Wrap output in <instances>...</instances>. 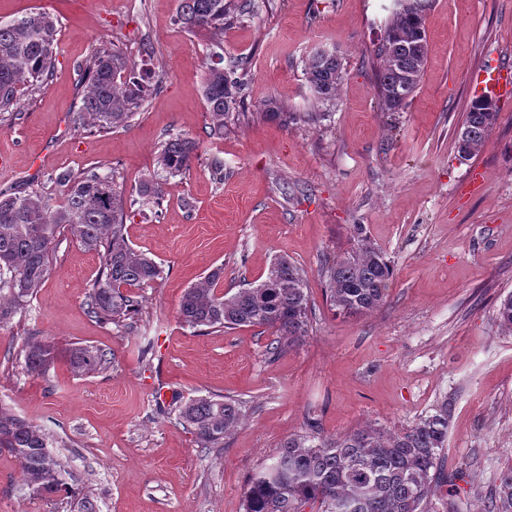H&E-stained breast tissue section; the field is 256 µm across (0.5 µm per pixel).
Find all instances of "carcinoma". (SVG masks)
I'll return each instance as SVG.
<instances>
[{
    "label": "carcinoma",
    "instance_id": "1",
    "mask_svg": "<svg viewBox=\"0 0 512 512\" xmlns=\"http://www.w3.org/2000/svg\"><path fill=\"white\" fill-rule=\"evenodd\" d=\"M390 22L374 47L378 63L377 87L382 106L396 112L406 95L416 91L428 60L426 36L417 35V19L432 0H392ZM238 10L235 0H180L176 22L187 31L224 30ZM57 28L46 12L25 15L0 24V112L17 105L25 91L41 86L54 65ZM90 82L75 124L97 132L126 128L155 89V73L132 62L115 45L97 51L85 64ZM343 64L336 52L317 49L308 55L306 79L321 102L336 97ZM408 77V86H396ZM244 73L240 66L224 67L221 42L212 44L202 81L211 132L224 133V119L244 105ZM485 96L472 99L456 142L469 157L480 152L498 120L485 111ZM266 116L288 123L296 119L274 100ZM197 158V143L183 135L163 142L156 164L173 176L190 169ZM62 198L54 201L34 189L23 194L0 191V324L29 312L31 301L48 280L51 259L61 235L67 233L88 251L101 253L102 273L89 286L85 305L91 317L120 324L139 312L131 293L155 281L161 268L155 260L130 246L126 237L125 190L115 176L95 172L79 175L63 171L55 178ZM141 197L160 206L157 174L142 180ZM330 306L345 315H361L383 302L393 268L385 255L365 238L336 257L323 270ZM224 266L212 269L183 292L178 316L198 330L262 326L273 330L268 348L280 357L307 335L308 284L302 270L283 257L275 258L259 283L229 294L218 291ZM496 318L512 331V293L500 299ZM22 370L45 375L54 363L53 347L32 336L19 351ZM77 375L103 372L112 367L114 354L92 345L67 351ZM450 408L444 401L406 429L385 431L366 427L340 438L316 439L313 434L284 441L276 456L256 473L245 492V512H300L309 503L321 512H425L436 483L448 485V499L456 492L458 473H441V453L447 447ZM243 419L237 399L201 395L181 404L178 420L203 448H219ZM53 434L45 425L18 415L0 404V453L15 458L23 475V488L39 496L69 493L64 462L51 451ZM490 512H512V468L499 474Z\"/></svg>",
    "mask_w": 512,
    "mask_h": 512
}]
</instances>
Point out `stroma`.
Wrapping results in <instances>:
<instances>
[{"label": "stroma", "mask_w": 512, "mask_h": 512, "mask_svg": "<svg viewBox=\"0 0 512 512\" xmlns=\"http://www.w3.org/2000/svg\"><path fill=\"white\" fill-rule=\"evenodd\" d=\"M179 0H0V23L33 11L53 16L55 63L45 87L0 113V190L59 198L63 170L116 175L128 194L130 245L163 274L137 289L135 324L89 316L100 259L63 237L49 279L28 314L0 325V404L45 424L69 462L71 495L22 491L16 461L0 455V512H244L249 479L288 438H337L365 425L411 426L452 403L446 472L463 470L455 499L436 485L430 512H484L512 466V332L496 319L512 291V100L500 103L481 151L459 161L456 134L486 69L512 71V0H434L426 16L428 61L408 105L382 111L371 57L390 0H254L224 29V62L246 66V114L212 135L202 94L207 31L175 24ZM160 76L129 127H75L82 67L103 45ZM337 51L343 79L317 102L304 62ZM276 100L298 118H265ZM198 145L189 171L159 180L153 214L138 194L170 135ZM223 162L224 178L212 167ZM393 266L371 314L329 306L323 267L350 250L355 225ZM308 280L311 327L279 358L265 327L200 333L181 323L184 290L223 266V291L265 278L276 257ZM51 344L43 377L14 354L27 337ZM111 351L102 373L74 375L72 344ZM152 344L149 357L141 349ZM242 401L244 421L223 447L203 448L179 424L189 398Z\"/></svg>", "instance_id": "1"}]
</instances>
